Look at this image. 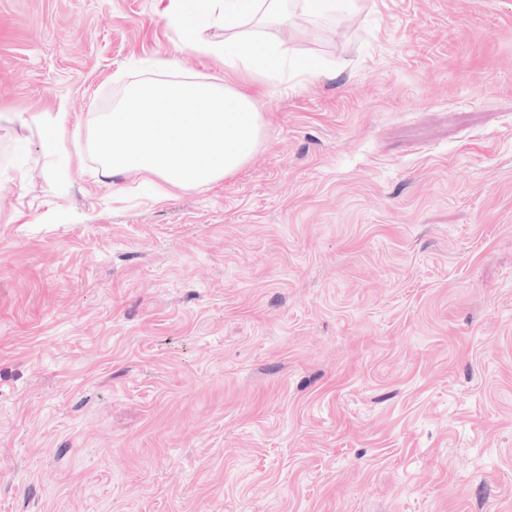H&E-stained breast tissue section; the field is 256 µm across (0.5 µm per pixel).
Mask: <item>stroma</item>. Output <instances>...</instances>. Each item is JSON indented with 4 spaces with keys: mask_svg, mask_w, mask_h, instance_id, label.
<instances>
[{
    "mask_svg": "<svg viewBox=\"0 0 512 512\" xmlns=\"http://www.w3.org/2000/svg\"><path fill=\"white\" fill-rule=\"evenodd\" d=\"M162 9L0 0V512H512V0L280 26L290 90ZM159 58L265 121L161 202L89 155ZM44 143L49 149L63 151L65 149L66 127L59 115H47L41 122Z\"/></svg>",
    "mask_w": 512,
    "mask_h": 512,
    "instance_id": "35a3bbf8",
    "label": "stroma"
}]
</instances>
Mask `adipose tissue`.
Masks as SVG:
<instances>
[{
	"label": "adipose tissue",
	"mask_w": 512,
	"mask_h": 512,
	"mask_svg": "<svg viewBox=\"0 0 512 512\" xmlns=\"http://www.w3.org/2000/svg\"><path fill=\"white\" fill-rule=\"evenodd\" d=\"M354 10L358 0H168L164 14L172 24L196 13L207 27L224 32L223 43L203 36L202 30L186 32L188 43L204 54L223 52L225 65L268 82L303 79L322 73L316 61L296 58L274 32L280 21L296 25L316 13L335 12L337 5Z\"/></svg>",
	"instance_id": "ef3b65f1"
}]
</instances>
